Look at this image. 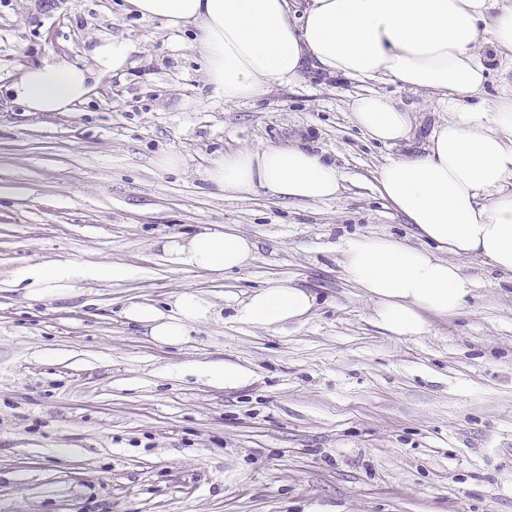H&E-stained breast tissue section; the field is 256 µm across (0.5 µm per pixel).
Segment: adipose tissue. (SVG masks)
<instances>
[{"mask_svg": "<svg viewBox=\"0 0 512 512\" xmlns=\"http://www.w3.org/2000/svg\"><path fill=\"white\" fill-rule=\"evenodd\" d=\"M143 19L173 30L195 27L194 46L206 82L225 103L255 102L277 85L314 70L328 78L387 77L436 97L447 119L422 151L394 158L375 172L383 200L410 224L417 245L390 236L352 234L336 250L344 278L370 302L372 320L395 336H420L429 317L450 318L465 306L471 283L458 263L477 256L512 278V87L485 96L489 67L478 54L512 62V0H306L293 14L289 0H127ZM131 48L104 36L92 67L66 61L27 68L11 91L29 112H68L88 99L93 71L118 72ZM353 123L374 141L396 145L412 130L409 111L371 93L350 104ZM205 179L231 197L263 189L289 202H322L341 189L334 161L299 145H261L212 159ZM178 271H234L256 254L250 238L200 227L160 241ZM127 268L49 263L22 268L17 281L31 293L66 289L80 279L112 280ZM317 296L273 285L236 300L234 321L281 330L301 322ZM221 312L203 294L185 290L167 308L131 305L127 322L163 345L185 342L196 325Z\"/></svg>", "mask_w": 512, "mask_h": 512, "instance_id": "obj_1", "label": "adipose tissue"}]
</instances>
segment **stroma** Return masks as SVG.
Segmentation results:
<instances>
[{"label": "stroma", "mask_w": 512, "mask_h": 512, "mask_svg": "<svg viewBox=\"0 0 512 512\" xmlns=\"http://www.w3.org/2000/svg\"><path fill=\"white\" fill-rule=\"evenodd\" d=\"M103 35L130 44L129 64L95 74L89 100L36 113L13 99L25 69L90 64ZM191 39L125 0H0V512H512V282L461 258L466 307L393 336L335 250L350 234L411 237L373 179L401 150L355 128L351 100L405 105L417 144L446 112L381 77L311 74L228 104ZM288 142L336 162L335 199H228L205 180L218 153ZM168 153L179 167L160 166ZM202 224L251 238L255 260L172 270L158 239ZM46 263L130 273L27 297L16 271ZM275 284L317 295L304 322L233 320L236 299ZM184 290L224 320L177 347L126 324L127 306ZM218 361L251 382L189 371ZM199 375L209 385L224 389L245 386L252 377L247 368L227 362L210 363L199 369Z\"/></svg>", "instance_id": "35a3bbf8"}]
</instances>
